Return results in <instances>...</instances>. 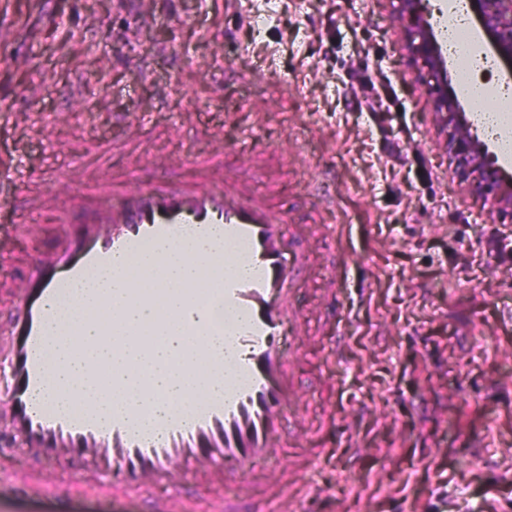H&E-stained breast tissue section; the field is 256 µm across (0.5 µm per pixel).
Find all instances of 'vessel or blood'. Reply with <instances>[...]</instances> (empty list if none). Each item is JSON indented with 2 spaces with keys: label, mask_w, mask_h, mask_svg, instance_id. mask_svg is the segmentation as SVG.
<instances>
[{
  "label": "vessel or blood",
  "mask_w": 512,
  "mask_h": 512,
  "mask_svg": "<svg viewBox=\"0 0 512 512\" xmlns=\"http://www.w3.org/2000/svg\"><path fill=\"white\" fill-rule=\"evenodd\" d=\"M49 189L68 198L55 215L65 233L51 251L29 260L24 277L0 302V370L15 380L0 390V448L20 444L36 455H80L97 480V494L147 493L154 497L151 512H201L203 501L184 493L182 485L204 475L210 478L207 501L215 512H222L221 489L229 484L246 502L252 501L256 484H263L273 512H293L303 497L317 502L320 489L299 494L282 471L264 466L280 456L287 439L313 435L294 382L304 357L296 341L304 314L293 298L308 257L287 211L234 188L174 182L163 174L92 182L71 173L52 177ZM106 197L113 205H103ZM16 221L11 180L0 173V222ZM216 227L227 244H245V252L217 253L211 235ZM187 239L204 246L211 266L239 262L252 269L246 276L223 275L219 290L191 288L180 298L191 307L224 305L223 322L200 320L190 327L197 336L222 333L230 340V354L206 353L212 370L231 369L223 396L155 416L148 432L128 411L105 420L81 406L67 413L34 407L32 397L46 369L51 303L66 300L93 272L108 270L116 256L134 257L154 245L175 246ZM167 322L162 307L152 323L136 328L127 327L117 313L102 322L100 335L118 337L137 351L133 359L115 358V371L133 379L141 361L152 355V337ZM18 327L25 336L20 344L12 340ZM0 482L26 500L55 498L64 491L72 495L84 487L78 480L61 489L45 471H1ZM158 489L163 497H155Z\"/></svg>",
  "instance_id": "vessel-or-blood-1"
}]
</instances>
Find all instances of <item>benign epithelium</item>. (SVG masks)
I'll use <instances>...</instances> for the list:
<instances>
[{"instance_id":"1","label":"benign epithelium","mask_w":512,"mask_h":512,"mask_svg":"<svg viewBox=\"0 0 512 512\" xmlns=\"http://www.w3.org/2000/svg\"><path fill=\"white\" fill-rule=\"evenodd\" d=\"M401 3L402 19L420 31L428 27L424 0H401ZM468 4L484 33L482 47L503 61L504 73L512 78V0H468ZM434 117L439 126L451 127L448 158L460 183L488 200L491 212L512 217V176L492 164L458 100L446 88L436 93Z\"/></svg>"}]
</instances>
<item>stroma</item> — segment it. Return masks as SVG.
<instances>
[{
	"label": "stroma",
	"mask_w": 512,
	"mask_h": 512,
	"mask_svg": "<svg viewBox=\"0 0 512 512\" xmlns=\"http://www.w3.org/2000/svg\"><path fill=\"white\" fill-rule=\"evenodd\" d=\"M399 0H0V153L33 239L0 238V289L53 244L44 174L205 176L250 186L295 224L315 261L297 284L308 359L296 388L321 433L274 459L318 512H512V220L468 192L433 124L438 71L395 21ZM405 124L347 110L344 87ZM138 115L137 129L119 115ZM224 147V170L181 161ZM335 193L323 206L319 189ZM337 231L328 246L325 231ZM338 281L344 357L319 365ZM352 446H345V439ZM80 461L0 452V469ZM22 512H149L98 494Z\"/></svg>",
	"instance_id": "1"
}]
</instances>
